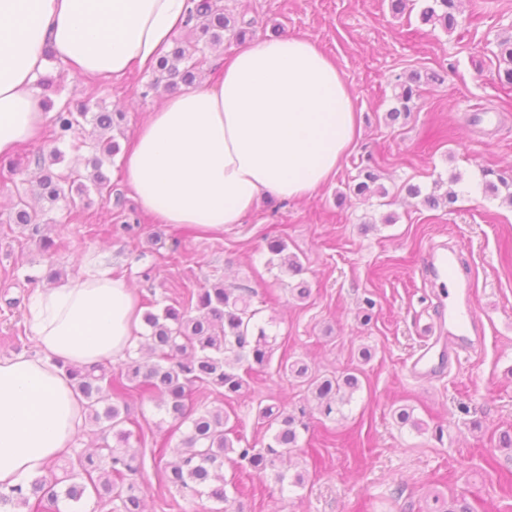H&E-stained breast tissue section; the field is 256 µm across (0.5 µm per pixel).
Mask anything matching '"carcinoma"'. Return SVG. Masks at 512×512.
<instances>
[{"mask_svg": "<svg viewBox=\"0 0 512 512\" xmlns=\"http://www.w3.org/2000/svg\"><path fill=\"white\" fill-rule=\"evenodd\" d=\"M194 8L189 10L185 25H193L199 37L190 43L175 39L172 49L157 66L159 76L149 85L151 90H168L178 83L191 84L202 60L198 53L203 51L199 43L217 45L224 38L240 40L245 37L252 22L238 19L226 9H220L213 0H191ZM460 0H429L420 12V21L432 27L440 26L451 31L458 26L457 13ZM497 58L504 64L498 70V80L512 85V36L497 42ZM421 75L411 74L396 84V106L387 112L389 121L410 114L415 99L420 92ZM123 118L118 112H75L65 106L53 117L56 139H64L81 121L89 118L101 130L114 127L115 118ZM34 164L43 171L36 182L34 195L52 204L66 198L63 177L45 170V158L41 154L34 157ZM103 160H93L95 173L92 183L99 193H112V186L100 168ZM482 190L512 204V185L497 170L484 168ZM379 176L370 167L361 169L352 184L347 186L355 197L368 200L376 195L384 197L387 192L378 184ZM460 176L449 177L448 188L440 181L434 182L433 189L423 193L417 184L408 183L405 190L412 197L422 198V202L435 208L439 205H454L458 193L454 185ZM16 221L30 227L31 235L39 237L44 251L53 249L54 242L41 234V222L36 211H28L26 200L17 202ZM270 258L267 264L279 261L289 272L299 275L303 271L300 258L288 252L282 240L268 244ZM259 311L252 308L249 290L234 292L218 283L197 292L190 306H165L162 311L147 310L143 313L149 335L144 337V347L157 358L152 364H145L129 357L121 366L118 376H112L102 366L91 369L68 367L66 372L74 383L87 410L88 418L101 425L102 440L108 436L115 438V445L101 446L105 454L100 460L92 455H81L72 469L65 472V489H57V483H47L36 479L24 488L17 486L9 492H0V504L13 503L27 507L31 500L36 503L48 501L58 503L59 496L78 502L87 488H92L104 502H119V512H145L144 498L140 497L134 483L125 482V476L133 474V457L125 447L131 432L124 428L127 417L122 415L119 405L111 402L120 400L131 391L149 394L159 410L173 420V432L180 433L179 442L174 448L175 459L167 463L164 479L168 484L182 491L203 495L224 504L222 512H229L235 501L231 490L237 489L236 482L226 479L224 462L230 461L246 471L249 476L260 481L272 476L282 485L286 474L277 469L282 462L300 448L301 431L307 424L282 404L269 400L258 405V418L273 430L271 440L262 448L242 444V438L228 427L229 416L224 408L200 410L189 403L191 391L195 387L213 388L231 397L238 394L245 383L242 367L253 370L270 363L273 352V338L259 323ZM279 372L307 386L316 401L315 410L331 419L341 412V408L351 402L359 388V379L354 374L340 377H320L302 359L280 363Z\"/></svg>", "mask_w": 512, "mask_h": 512, "instance_id": "carcinoma-1", "label": "carcinoma"}]
</instances>
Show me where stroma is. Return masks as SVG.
<instances>
[{"instance_id": "obj_1", "label": "stroma", "mask_w": 512, "mask_h": 512, "mask_svg": "<svg viewBox=\"0 0 512 512\" xmlns=\"http://www.w3.org/2000/svg\"><path fill=\"white\" fill-rule=\"evenodd\" d=\"M221 3L254 25L244 42L205 47L198 80L217 79L221 59L271 37L309 38L336 64L361 114L359 135L336 178L307 200L265 196L222 234L189 233L141 211L120 157L102 166L112 198L90 187L88 160L100 130L88 124L56 143L51 123H44L15 161L0 160V357L38 355L27 297L47 286L48 268L68 280L83 274L89 255L132 282L144 303L180 302L215 283L247 288L260 321L277 337L272 362L251 371L237 397L202 389L192 401L224 408L231 425L259 446L270 438L257 417L259 400L274 397L290 410H305L308 429L291 470L306 472L307 480L283 489L271 479L240 476L242 512H429L437 494L465 497L471 512H512V452L496 446L499 433L512 430V205L480 187L485 167L512 182V88L499 84L494 55L498 39L512 35V0H489L479 14L471 0H462L460 25L451 33L420 23L424 0H409L400 14L389 0ZM415 70L439 72L445 81L422 85L405 123L387 125L397 77ZM51 75L54 102L74 110L87 105L114 112L135 99L118 129L124 147L160 104L146 91L151 71L112 80L75 76L55 62ZM55 147L62 156L53 172L87 189L71 206L29 198L55 242L46 252L11 216L18 195L35 185L29 159ZM366 166L378 173L386 198L345 197L347 183ZM454 173L462 180L459 200L449 208H426L404 189L414 183L428 191ZM390 214L395 223H386ZM127 224L134 232H124ZM272 237L286 240L301 259L308 300H294L291 275L268 266L265 241ZM441 244L465 259L484 338L437 377L416 380L408 365L429 334L438 293L423 265L430 248ZM288 357L305 359L324 375L358 370L362 387L342 416L319 420L306 387L278 372ZM123 405L132 421L134 479L148 512H217V502L164 480L163 464L174 458L160 450L171 434L168 416L145 395L127 397ZM399 407L422 420L424 430L400 426L392 416Z\"/></svg>"}]
</instances>
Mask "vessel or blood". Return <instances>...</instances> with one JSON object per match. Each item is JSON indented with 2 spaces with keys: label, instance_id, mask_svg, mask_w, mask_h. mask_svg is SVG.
Returning a JSON list of instances; mask_svg holds the SVG:
<instances>
[{
  "label": "vessel or blood",
  "instance_id": "1",
  "mask_svg": "<svg viewBox=\"0 0 512 512\" xmlns=\"http://www.w3.org/2000/svg\"><path fill=\"white\" fill-rule=\"evenodd\" d=\"M424 271L440 286H451L452 291L441 294L436 329L426 337L411 361L410 372L418 379L434 376L446 367L451 355L482 341L470 291L457 285L455 254H430Z\"/></svg>",
  "mask_w": 512,
  "mask_h": 512
}]
</instances>
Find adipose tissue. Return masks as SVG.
Masks as SVG:
<instances>
[{"label": "adipose tissue", "mask_w": 512, "mask_h": 512, "mask_svg": "<svg viewBox=\"0 0 512 512\" xmlns=\"http://www.w3.org/2000/svg\"><path fill=\"white\" fill-rule=\"evenodd\" d=\"M190 0H0V158L14 157L47 119L34 84L49 59L81 75L153 69ZM359 124L335 63L312 40L256 42L219 79L167 97L135 131L123 178L160 224L220 233L266 194L306 200L339 171ZM28 323L40 357L0 358V491L46 475L87 414L65 366L89 369L134 348L137 292L92 264L38 290Z\"/></svg>", "instance_id": "1"}]
</instances>
